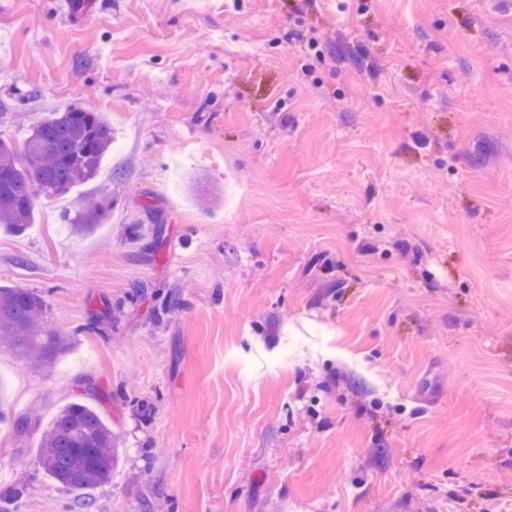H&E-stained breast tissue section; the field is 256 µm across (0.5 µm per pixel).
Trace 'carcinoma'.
Listing matches in <instances>:
<instances>
[{
    "label": "carcinoma",
    "mask_w": 512,
    "mask_h": 512,
    "mask_svg": "<svg viewBox=\"0 0 512 512\" xmlns=\"http://www.w3.org/2000/svg\"><path fill=\"white\" fill-rule=\"evenodd\" d=\"M112 129L98 112L70 107L34 126L23 149L0 139V225L25 233L41 194L59 195L95 179L112 147ZM112 200L101 194L74 216L71 229L93 233ZM43 298L25 288H0V344L38 365L54 363L69 349L67 335L46 327ZM119 462L116 436L100 415L82 402L63 407L42 432L39 463L70 490L93 489L112 478Z\"/></svg>",
    "instance_id": "carcinoma-1"
}]
</instances>
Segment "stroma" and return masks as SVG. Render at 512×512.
Returning a JSON list of instances; mask_svg holds the SVG:
<instances>
[{
    "label": "stroma",
    "instance_id": "1",
    "mask_svg": "<svg viewBox=\"0 0 512 512\" xmlns=\"http://www.w3.org/2000/svg\"><path fill=\"white\" fill-rule=\"evenodd\" d=\"M71 106L117 144L0 231V287L72 339L0 349L39 410L8 512H71L38 447L79 399L119 446L101 512H512L507 0H0V137ZM111 208L112 200L104 194L88 201L74 216L70 224L72 231L78 235L92 234L103 223Z\"/></svg>",
    "mask_w": 512,
    "mask_h": 512
}]
</instances>
